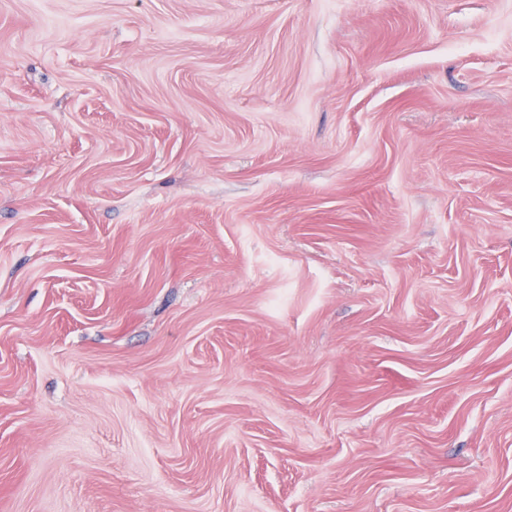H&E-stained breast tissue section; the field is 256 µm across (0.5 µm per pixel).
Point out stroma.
Listing matches in <instances>:
<instances>
[{"label": "stroma", "instance_id": "obj_1", "mask_svg": "<svg viewBox=\"0 0 512 512\" xmlns=\"http://www.w3.org/2000/svg\"><path fill=\"white\" fill-rule=\"evenodd\" d=\"M0 512H512V0H0Z\"/></svg>", "mask_w": 512, "mask_h": 512}]
</instances>
